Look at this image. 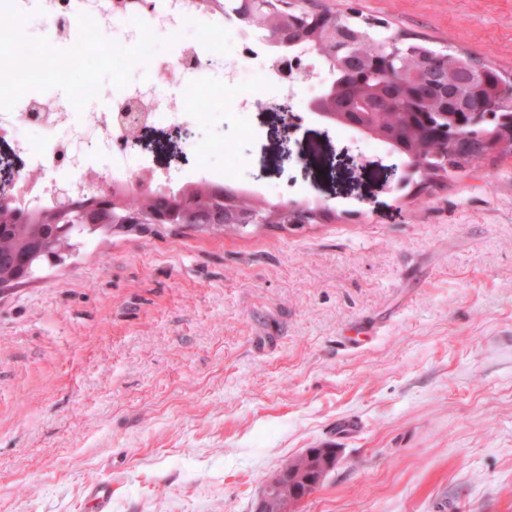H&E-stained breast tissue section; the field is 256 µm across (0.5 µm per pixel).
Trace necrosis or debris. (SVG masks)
Returning a JSON list of instances; mask_svg holds the SVG:
<instances>
[{"instance_id":"necrosis-or-debris-1","label":"necrosis or debris","mask_w":512,"mask_h":512,"mask_svg":"<svg viewBox=\"0 0 512 512\" xmlns=\"http://www.w3.org/2000/svg\"><path fill=\"white\" fill-rule=\"evenodd\" d=\"M8 14L13 35L4 48L6 55L21 63L0 69V83L13 87L9 107L0 110V138L11 139L16 149L28 155L31 171L38 177L25 192L22 202L49 204L53 188L69 185L75 193L89 194L101 182L138 188L140 183L162 184V176L148 161L131 162L127 151L118 149L134 131L120 115L137 105L149 121L206 123L212 111L231 102L258 106L269 102L295 101L300 93H319L329 80L322 62L313 60L311 50L275 53L257 34L235 17L191 10L187 0H10ZM37 12L49 24L47 44L20 36L23 18ZM113 22L111 54L107 60L115 78H122L131 63L148 67V77L112 97L103 110H95L101 97L97 86L76 82L65 97L50 100L29 92L27 76L48 82L59 73L61 56L77 52L85 34L97 33L99 24ZM209 30L233 29L235 50L224 56H203L198 45H180L171 58L158 59L154 38L158 33H177L187 23ZM261 60L263 78L251 83L243 75L254 60ZM275 96H268V87ZM40 129L38 142L27 140L24 128ZM94 135L93 151H76L71 143Z\"/></svg>"}]
</instances>
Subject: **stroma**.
I'll use <instances>...</instances> for the list:
<instances>
[{
  "mask_svg": "<svg viewBox=\"0 0 512 512\" xmlns=\"http://www.w3.org/2000/svg\"><path fill=\"white\" fill-rule=\"evenodd\" d=\"M512 71V0H305ZM220 140L239 160L197 145ZM136 157L339 220L89 239L0 297V512H254L336 451L295 512H512V156L410 196L386 149L220 108ZM360 432L343 435V420ZM305 452L288 458L279 468L278 473H280L281 479L278 480L276 486L270 489V499L264 505L265 512H289L288 509H291L297 503V501L288 498L296 496L298 490L304 489L303 481L312 476L310 472L311 464L308 462L306 454L317 456L320 453L319 451L310 450ZM278 473L275 472L266 484L275 483L279 477Z\"/></svg>",
  "mask_w": 512,
  "mask_h": 512,
  "instance_id": "1",
  "label": "stroma"
}]
</instances>
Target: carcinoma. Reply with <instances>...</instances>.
I'll use <instances>...</instances> for the list:
<instances>
[{
	"label": "carcinoma",
	"instance_id": "carcinoma-1",
	"mask_svg": "<svg viewBox=\"0 0 512 512\" xmlns=\"http://www.w3.org/2000/svg\"><path fill=\"white\" fill-rule=\"evenodd\" d=\"M196 6L236 16L262 32L277 51L313 50L333 76L324 97L326 110L341 116L335 125L357 123L383 136L401 135L399 143L414 168L408 187L424 190L471 172L491 157V147L500 156L512 155V73L451 47H432L407 33L384 35L371 19L358 13L325 8L316 14L294 0H197ZM100 53L102 49L87 39L78 55L62 59L60 65L66 69L82 65ZM427 56L441 62L443 79L448 81V107H443L435 91L386 105L393 87L380 74L384 65L409 79L420 71ZM473 98L481 101V112L490 118L478 120L465 111ZM414 110L427 113L436 127L448 128V145L423 142L409 123L408 113ZM113 190L121 193L122 208L128 214L160 210L176 202L175 196L150 185L136 194L123 185ZM180 192L190 195L201 210L224 212V225L214 228L216 233H245L235 224V216L244 212H256L268 225L286 229L281 224L280 205L231 184L203 180L183 186ZM48 210L46 206L35 212L18 204L0 207V285L16 288L27 282L22 268L12 264V257L28 250V237L49 239L54 235ZM304 213L311 224L336 218L316 205L305 206ZM310 468L304 452L288 458L278 470L281 479L270 489L265 512H288V498L305 488L304 480L312 476Z\"/></svg>",
	"mask_w": 512,
	"mask_h": 512
}]
</instances>
